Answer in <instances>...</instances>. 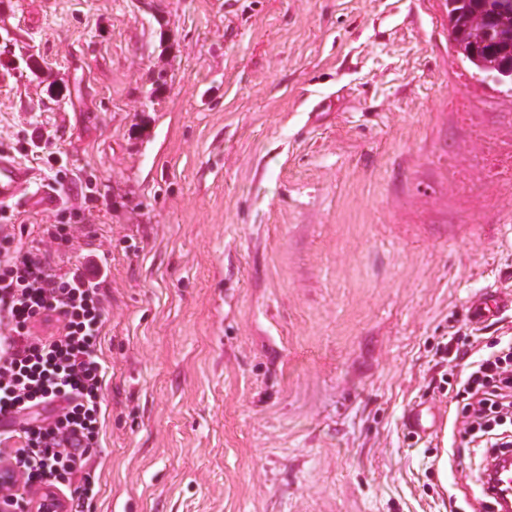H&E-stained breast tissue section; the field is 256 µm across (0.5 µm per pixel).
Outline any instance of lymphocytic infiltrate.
<instances>
[{"instance_id":"f902f5d3","label":"lymphocytic infiltrate","mask_w":512,"mask_h":512,"mask_svg":"<svg viewBox=\"0 0 512 512\" xmlns=\"http://www.w3.org/2000/svg\"><path fill=\"white\" fill-rule=\"evenodd\" d=\"M84 219V209H62L38 246L23 245L12 232L0 235V321L8 327L0 340V445L28 486L48 481L62 489L81 478V501L95 495L94 480L78 471L97 448L101 429L106 367L99 344L108 270L94 252L60 270L53 249L68 244ZM40 326L47 334H37ZM447 352L462 363L467 433L492 451L511 448L512 339L477 357L462 345ZM56 402L63 408L52 423L17 428L34 408Z\"/></svg>"}]
</instances>
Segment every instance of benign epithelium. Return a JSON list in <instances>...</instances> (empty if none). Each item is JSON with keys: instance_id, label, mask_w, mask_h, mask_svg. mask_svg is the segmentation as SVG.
I'll use <instances>...</instances> for the list:
<instances>
[{"instance_id": "obj_1", "label": "benign epithelium", "mask_w": 512, "mask_h": 512, "mask_svg": "<svg viewBox=\"0 0 512 512\" xmlns=\"http://www.w3.org/2000/svg\"><path fill=\"white\" fill-rule=\"evenodd\" d=\"M18 470L0 456V512H68V501L54 486L43 484L21 494Z\"/></svg>"}]
</instances>
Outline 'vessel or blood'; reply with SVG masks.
Returning a JSON list of instances; mask_svg holds the SVG:
<instances>
[{
    "label": "vessel or blood",
    "instance_id": "obj_1",
    "mask_svg": "<svg viewBox=\"0 0 512 512\" xmlns=\"http://www.w3.org/2000/svg\"><path fill=\"white\" fill-rule=\"evenodd\" d=\"M24 200L34 212L54 210L60 196L54 186L37 184L32 172L13 157L0 155V203ZM469 309L476 323L512 309V297L500 293L484 292L474 295ZM441 415L430 402L423 401L409 406L403 414V424L410 434L423 438L430 435ZM485 496L498 501L512 500V470L497 472L492 486L484 488Z\"/></svg>",
    "mask_w": 512,
    "mask_h": 512
}]
</instances>
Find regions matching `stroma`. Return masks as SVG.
Segmentation results:
<instances>
[{"instance_id": "35a3bbf8", "label": "stroma", "mask_w": 512, "mask_h": 512, "mask_svg": "<svg viewBox=\"0 0 512 512\" xmlns=\"http://www.w3.org/2000/svg\"><path fill=\"white\" fill-rule=\"evenodd\" d=\"M45 131L109 273L84 512H491L442 349L512 336V92L441 0H0V142ZM469 309L474 321L481 325L489 318L512 309V297L500 292L479 293L470 299ZM442 416L430 402L423 401L409 406L403 414V424L410 434L424 438L433 432V429Z\"/></svg>"}]
</instances>
